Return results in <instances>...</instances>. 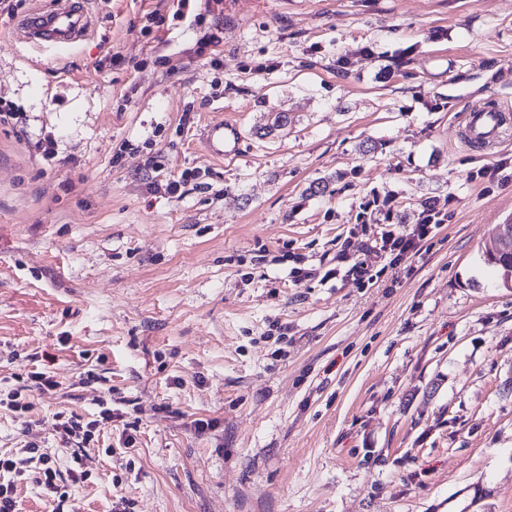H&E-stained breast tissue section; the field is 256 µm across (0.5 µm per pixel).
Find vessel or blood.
Here are the masks:
<instances>
[{
  "mask_svg": "<svg viewBox=\"0 0 512 512\" xmlns=\"http://www.w3.org/2000/svg\"><path fill=\"white\" fill-rule=\"evenodd\" d=\"M90 27L85 0H55L50 7L29 11L18 24L27 42L57 48L69 47L87 34ZM460 126L464 142L473 145H499L512 137V129L506 127L504 113L497 107L468 106L461 115ZM237 138L238 129L231 123L219 121L206 128L208 149L219 158L223 157L225 147L235 144ZM483 494L479 484L455 490L448 496V512H472Z\"/></svg>",
  "mask_w": 512,
  "mask_h": 512,
  "instance_id": "b4317fda",
  "label": "vessel or blood"
}]
</instances>
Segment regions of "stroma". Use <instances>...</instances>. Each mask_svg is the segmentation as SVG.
Masks as SVG:
<instances>
[{
  "label": "stroma",
  "instance_id": "35a3bbf8",
  "mask_svg": "<svg viewBox=\"0 0 512 512\" xmlns=\"http://www.w3.org/2000/svg\"><path fill=\"white\" fill-rule=\"evenodd\" d=\"M49 4L0 11V398L58 387L0 408V453L113 399L76 512H444L474 482L512 512V288L483 257L512 144L458 137L471 104L512 122V0H87L73 46L20 41ZM427 202L422 250L337 266ZM238 134L237 127L232 123L219 121L210 124L206 128V141L209 151L216 157L224 158V147L235 144ZM27 380H29V384L20 386V388L9 392V403H7L9 409L16 410L20 408L21 410L24 409L25 411L31 410L33 405L30 401H27L24 404H20V402L17 401L19 398L24 399L25 393L23 392L29 391L31 388L37 389L40 392H45L53 391L58 387V383L54 380L52 375L45 371L39 370L38 368L29 371L27 374Z\"/></svg>",
  "mask_w": 512,
  "mask_h": 512
}]
</instances>
